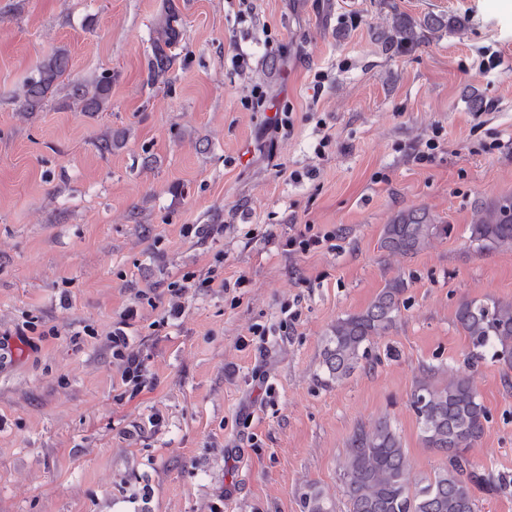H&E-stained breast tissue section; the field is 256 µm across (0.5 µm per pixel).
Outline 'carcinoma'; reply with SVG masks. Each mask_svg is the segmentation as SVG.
<instances>
[{"label": "carcinoma", "instance_id": "carcinoma-1", "mask_svg": "<svg viewBox=\"0 0 512 512\" xmlns=\"http://www.w3.org/2000/svg\"><path fill=\"white\" fill-rule=\"evenodd\" d=\"M179 11L175 0H164L156 23V38L147 64L148 82L165 79L178 55ZM390 48L412 47L423 38L417 27L400 20L381 33ZM70 58L64 48L42 61L24 85L28 112H37L55 95L60 79L69 76ZM68 99L82 112H105L110 107L112 75L71 79ZM451 225L436 224L424 211L397 214L384 225L380 248L392 255H413L432 241L446 237ZM470 238L483 249L512 247V196H502L481 211L470 225ZM405 283L387 282L367 308L336 319L324 340L322 364L328 380L340 382L372 361L373 338L385 336L400 312ZM456 322L469 336L473 350L468 371L451 375L438 366L420 369L411 393L424 447L441 463L431 474L411 480L410 460L400 436L387 418L373 426L360 425L347 440L342 481L346 512H477V494L496 495L512 483L476 467L468 456L482 439L489 411L474 387L471 371L493 351L492 357L512 368V302L465 300L456 310ZM302 512H336V505L315 483L299 492Z\"/></svg>", "mask_w": 512, "mask_h": 512}]
</instances>
